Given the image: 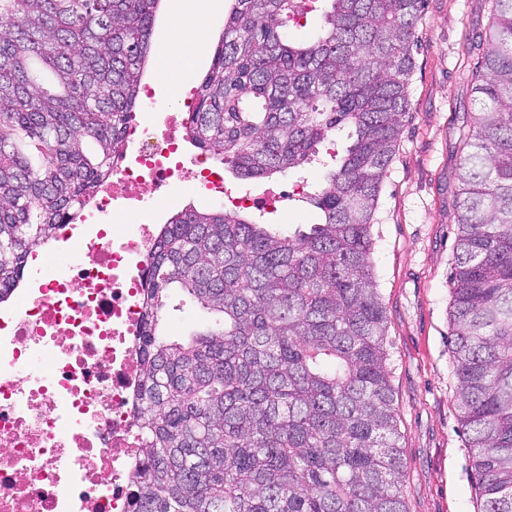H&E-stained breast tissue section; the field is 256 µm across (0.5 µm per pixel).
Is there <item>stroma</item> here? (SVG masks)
I'll list each match as a JSON object with an SVG mask.
<instances>
[{"label": "stroma", "mask_w": 512, "mask_h": 512, "mask_svg": "<svg viewBox=\"0 0 512 512\" xmlns=\"http://www.w3.org/2000/svg\"><path fill=\"white\" fill-rule=\"evenodd\" d=\"M489 0H426L415 28L409 116L378 197L371 228L374 283L387 316L390 383L408 479V512H477L474 470L453 399L449 277L457 233L463 141L476 110L467 43L485 32ZM325 172L311 164L253 184L225 171L232 188L270 197L287 185L315 192ZM164 328L170 339L206 315L179 291Z\"/></svg>", "instance_id": "35a3bbf8"}]
</instances>
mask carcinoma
Wrapping results in <instances>:
<instances>
[{"instance_id":"obj_1","label":"carcinoma","mask_w":512,"mask_h":512,"mask_svg":"<svg viewBox=\"0 0 512 512\" xmlns=\"http://www.w3.org/2000/svg\"><path fill=\"white\" fill-rule=\"evenodd\" d=\"M161 0H0V301L112 173ZM232 0L186 134L241 179L331 156L309 230L215 207L157 234L143 286L135 512H408L371 227L425 0ZM467 47L478 105L450 275L455 403L480 512H512V0ZM216 318L171 340L168 291Z\"/></svg>"}]
</instances>
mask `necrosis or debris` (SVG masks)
I'll use <instances>...</instances> for the list:
<instances>
[{"label":"necrosis or debris","instance_id":"1","mask_svg":"<svg viewBox=\"0 0 512 512\" xmlns=\"http://www.w3.org/2000/svg\"><path fill=\"white\" fill-rule=\"evenodd\" d=\"M130 125L126 153L72 230L29 272L15 305L0 310V512H132L141 457L134 409L143 363L142 284L156 238L159 196L192 185L240 207L206 158L181 148L186 109L157 122L151 86Z\"/></svg>","mask_w":512,"mask_h":512}]
</instances>
